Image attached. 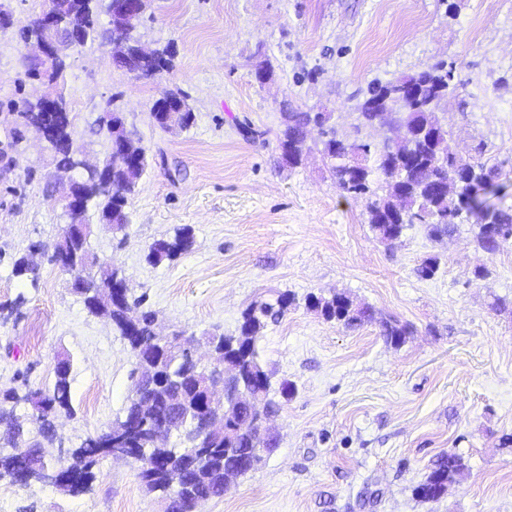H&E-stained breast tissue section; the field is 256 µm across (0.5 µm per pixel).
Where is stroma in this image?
I'll return each mask as SVG.
<instances>
[{"label": "stroma", "mask_w": 512, "mask_h": 512, "mask_svg": "<svg viewBox=\"0 0 512 512\" xmlns=\"http://www.w3.org/2000/svg\"><path fill=\"white\" fill-rule=\"evenodd\" d=\"M7 5L2 143L20 124L10 101L41 91L24 78L19 31L42 0ZM97 31L67 60L71 137L102 162L110 139L98 119L119 112L150 167L128 200L126 236L93 225L92 253L121 269L163 334H230L251 305L295 296L259 340L274 383L295 387L271 421L279 444L197 512H512V241L487 253L470 220L440 239L415 224L380 241L366 198L337 188L319 128L299 166L278 148L286 100L330 113L337 137L383 142L389 128L359 114L369 86L443 61L456 85L438 112L448 149L499 167L487 201L511 209L512 0H153L135 34L175 58L140 79L113 61L107 13ZM261 65L271 71L263 84ZM176 90L194 122L161 128L153 105ZM245 125L256 139L242 136ZM65 176L32 128L19 152L0 156V392L51 390L58 361L69 362L72 410L56 421L53 460L122 416L135 364L111 322L72 291L71 274L40 255L37 281L12 273L31 244L54 242L67 224L53 191ZM185 226L192 248L149 264L150 246ZM431 257L437 272L419 277ZM335 293L370 306L375 321L348 328L306 304ZM386 319L407 327L400 346L381 336ZM444 454L462 457L463 474L438 501L417 498ZM92 473L76 494L2 479L0 512H158L135 462L106 457Z\"/></svg>", "instance_id": "1"}]
</instances>
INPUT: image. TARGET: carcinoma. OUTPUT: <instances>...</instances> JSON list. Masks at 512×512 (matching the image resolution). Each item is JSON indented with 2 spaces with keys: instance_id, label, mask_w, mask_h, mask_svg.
Listing matches in <instances>:
<instances>
[{
  "instance_id": "1",
  "label": "carcinoma",
  "mask_w": 512,
  "mask_h": 512,
  "mask_svg": "<svg viewBox=\"0 0 512 512\" xmlns=\"http://www.w3.org/2000/svg\"><path fill=\"white\" fill-rule=\"evenodd\" d=\"M113 58L119 67H136L147 77L173 67V54L167 46L153 58H145L135 52L125 55L119 51ZM452 80L453 73L448 69V64L439 62L394 82H377L369 87L368 94L372 101H364L359 106L363 122L403 128L407 131L404 140L398 138L372 145L358 139H340L336 131L331 129L326 132L327 139L322 141V152L331 163L337 187L348 195L372 197L367 206L368 224L383 241L399 239L404 229L411 224L428 225L430 235L435 238L448 236L455 231L464 214L482 216L477 234L482 249H487L484 228L488 224L500 226L501 241L512 239V211L493 208L486 205L484 200L493 181L499 177L500 168L458 157L448 158V164L441 168L435 167V148L445 144L448 137V130L438 120L435 110L454 91ZM396 85H412L416 94L406 97L389 94L390 88ZM154 109L156 122L162 128L173 121L186 128L192 123V115L173 112L165 102H156ZM51 119L60 132V136L51 145L54 159L63 167L74 168L77 159L71 150L72 139L68 131L70 110L67 102H62V107L52 113ZM326 120L322 112L289 110L288 121L284 123L278 138L282 158L288 165H300L309 150L305 140L306 128L312 123L322 124ZM105 163L112 166V196L101 194L89 173L80 174L82 190L86 205L93 207L98 216L110 212L112 220L120 224L129 220L126 211L128 197L147 170V156H142L137 165L129 168L111 155ZM460 170L467 171L469 175V182L464 184V199L454 198L436 189L435 182L453 178ZM377 172L384 176L379 194L373 190ZM192 243L190 228H180L166 246L150 249L147 260L154 265L172 260L189 249ZM54 247L69 252L80 262L84 261L89 252L88 238L80 236L60 238ZM120 279L119 270L112 266L88 274L81 270L76 279L78 288L74 292L83 297L90 313L108 318L121 333L126 328V322L137 323V336L129 342L130 350L136 356L139 348L158 342L153 335L155 313L144 309L143 300L139 298L112 304L104 301L103 289ZM291 301V296L285 293L273 303L266 302L247 309L234 335H226L217 329L210 334V340L220 346L233 345L239 348L241 381L250 383L264 379L271 415L280 411V398L293 394V386L284 382L279 388H274L272 372L260 360L257 340L268 322H276L284 315ZM307 301L309 307L320 311L326 319H334L348 327L375 319V311L371 307H356L346 295L340 301L334 295L323 298L310 294ZM380 326L381 335L386 341L395 346L403 342L406 335L404 328L389 320L380 321ZM69 372L70 365L65 361L56 370L53 390L48 393L30 391L20 396L13 391L0 397V446L12 449L8 454H0V478L7 477L12 483L22 486L33 481L49 483L62 493H76L78 489L56 480L57 470L71 469L83 474L88 480L91 478L92 466L99 459L109 456V449L102 447L99 437L93 435L87 437L68 460L56 463L42 455V440L50 441L54 436L55 418L62 412L71 411ZM194 373L195 368L188 354L178 347L173 348L164 363L166 386L159 388L149 381L141 383L133 380L129 404L124 415L114 422V426L128 431L135 447L146 449V454L136 460L142 484L160 497L179 493L180 512H195L200 502L223 496L224 478L229 472L233 471L235 476L241 477L253 470L251 465L239 464L237 457L226 456L225 448L229 444L224 442V438L217 437L209 441L201 434L192 412L196 399L192 381ZM174 400L187 405L185 418L180 421V425L184 426V434L194 435L200 438V442L207 443V450L197 452L191 462L185 459V444L156 448L152 441L154 431L173 421L174 408L170 402ZM21 404L31 407L34 421L38 424V435L41 436V439H33L25 448L17 446L23 428L15 411ZM462 470L463 464L458 456L443 455L414 492L423 493L424 501H436Z\"/></svg>"
}]
</instances>
